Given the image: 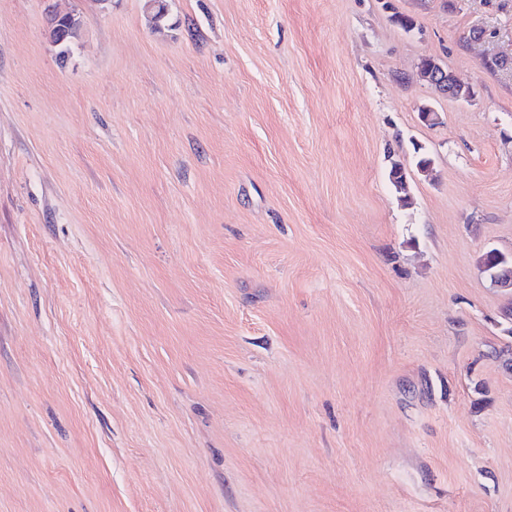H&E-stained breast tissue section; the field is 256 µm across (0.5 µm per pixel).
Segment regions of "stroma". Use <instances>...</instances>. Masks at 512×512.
Segmentation results:
<instances>
[{
	"label": "stroma",
	"mask_w": 512,
	"mask_h": 512,
	"mask_svg": "<svg viewBox=\"0 0 512 512\" xmlns=\"http://www.w3.org/2000/svg\"><path fill=\"white\" fill-rule=\"evenodd\" d=\"M492 248L512 0H0V512H512ZM46 26L50 42L55 47H59L64 41V33L81 28L82 20L78 14H62L55 10L49 9ZM77 34L78 33H73L64 41V43L60 46V55L65 56V54L69 53L74 40L78 37ZM425 61L429 64L426 67V75L422 79L426 84L433 89L437 94L448 97L458 101H471L473 92L465 97H460L456 94L457 85L460 83L453 73L448 71V68L443 66L438 60L425 57L420 60L418 67L420 69L421 62ZM448 73V80L446 79ZM445 76V78H443ZM461 84V83H460Z\"/></svg>",
	"instance_id": "obj_1"
}]
</instances>
